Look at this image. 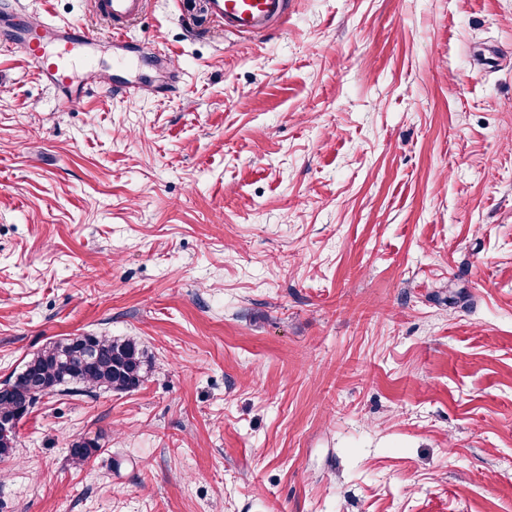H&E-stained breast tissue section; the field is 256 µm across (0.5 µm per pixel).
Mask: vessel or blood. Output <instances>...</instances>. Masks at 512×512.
I'll return each instance as SVG.
<instances>
[{"label": "vessel or blood", "instance_id": "obj_1", "mask_svg": "<svg viewBox=\"0 0 512 512\" xmlns=\"http://www.w3.org/2000/svg\"><path fill=\"white\" fill-rule=\"evenodd\" d=\"M93 3L97 12L112 22L108 38L118 52L115 65L134 66V59L125 55L135 42L130 23L143 11L146 0H93ZM205 8L225 30L258 34L285 15L287 3L286 0H205ZM93 42V36L82 24L29 18L16 38L0 40V46L20 50L44 82L77 97L101 81L90 58L84 54Z\"/></svg>", "mask_w": 512, "mask_h": 512}]
</instances>
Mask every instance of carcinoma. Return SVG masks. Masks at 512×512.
<instances>
[{
  "label": "carcinoma",
  "instance_id": "cac0c4a2",
  "mask_svg": "<svg viewBox=\"0 0 512 512\" xmlns=\"http://www.w3.org/2000/svg\"><path fill=\"white\" fill-rule=\"evenodd\" d=\"M150 365L147 351L129 337L66 336L49 342L24 362L15 379L0 383V460L13 455L18 424L43 397L69 385L133 392ZM100 450L97 440L81 437L70 460L82 467Z\"/></svg>",
  "mask_w": 512,
  "mask_h": 512
}]
</instances>
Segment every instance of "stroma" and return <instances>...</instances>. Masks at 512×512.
Segmentation results:
<instances>
[{"label": "stroma", "instance_id": "1", "mask_svg": "<svg viewBox=\"0 0 512 512\" xmlns=\"http://www.w3.org/2000/svg\"><path fill=\"white\" fill-rule=\"evenodd\" d=\"M27 4L112 71L89 0ZM132 32L176 68L123 78L169 92L64 104L0 50V382L62 336L152 361L43 398L0 512H512V0ZM70 449V460L75 467H83L100 451V444L96 439L78 438Z\"/></svg>", "mask_w": 512, "mask_h": 512}]
</instances>
